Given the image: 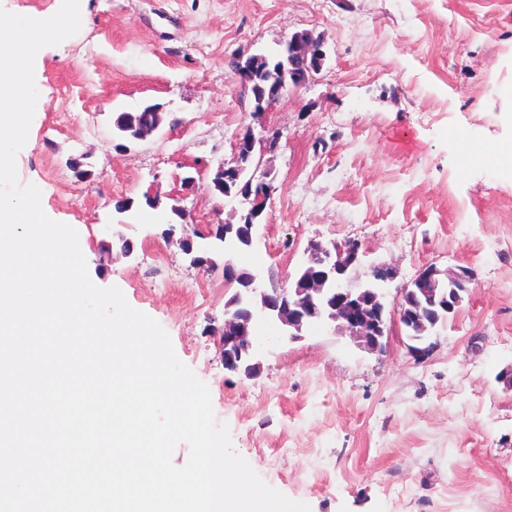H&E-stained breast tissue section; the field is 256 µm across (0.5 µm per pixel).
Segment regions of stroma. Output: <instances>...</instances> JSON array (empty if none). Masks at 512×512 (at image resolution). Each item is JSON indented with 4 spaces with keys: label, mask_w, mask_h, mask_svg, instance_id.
<instances>
[{
    "label": "stroma",
    "mask_w": 512,
    "mask_h": 512,
    "mask_svg": "<svg viewBox=\"0 0 512 512\" xmlns=\"http://www.w3.org/2000/svg\"><path fill=\"white\" fill-rule=\"evenodd\" d=\"M80 12L79 33L40 51L18 182L80 228L96 285L168 332L235 450L310 512H512V391L497 380L512 367V178L499 160L512 142V0H80ZM302 30L329 59L262 119L283 137L262 163L257 280L287 285L310 241L355 239L367 256L354 283L395 267L387 303L432 264L475 281L425 359L393 321L370 354L319 325L283 341L260 320L248 378L225 370L216 333L235 292L223 253L192 267L166 232L229 218L234 200L183 180L231 161L253 123L235 58ZM148 104L177 126L123 145L113 115Z\"/></svg>",
    "instance_id": "1"
}]
</instances>
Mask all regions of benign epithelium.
I'll return each instance as SVG.
<instances>
[{
  "mask_svg": "<svg viewBox=\"0 0 512 512\" xmlns=\"http://www.w3.org/2000/svg\"><path fill=\"white\" fill-rule=\"evenodd\" d=\"M281 46L290 57L304 56L311 60L309 76L292 85L297 91L322 70L328 58L324 41L309 31L303 36L292 34ZM279 140L277 133L264 129L256 134L249 127L234 149L232 162L223 163L214 170L201 168L198 174L210 180V187L219 192L224 174L237 171L240 150H245L246 156L258 168L264 155L277 148ZM254 231L253 224H225L223 232L218 234L212 230L205 237H216L222 242L224 251L231 253L251 247ZM307 253L308 261L294 288H263L253 274L230 262L224 264L225 283L238 288L237 302H245L243 308L225 314L223 336L220 338L224 368L248 377L256 373L258 364L252 362V331L259 319L268 321L278 335L291 341L300 339L304 329L323 324L340 335L350 337L358 347L371 353H381L386 348L384 338L387 321L391 318L410 340L416 342L411 350L425 353L430 350L426 342L434 334L433 320L452 314L458 304V291L467 289L474 281L469 270L444 272L430 265L399 289L397 301L389 308L378 283L394 277L393 267L386 264L373 266L374 282L362 288H352L348 283L349 271L360 266L365 257L360 243L348 240L325 246L312 242ZM443 281L448 282L450 292L439 297L437 289Z\"/></svg>",
  "mask_w": 512,
  "mask_h": 512,
  "instance_id": "7a95c632",
  "label": "benign epithelium"
}]
</instances>
